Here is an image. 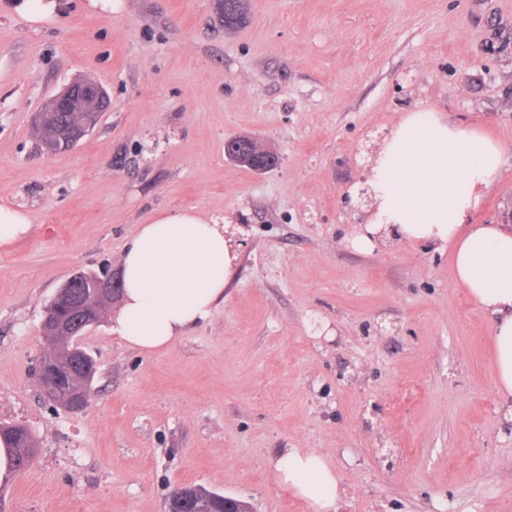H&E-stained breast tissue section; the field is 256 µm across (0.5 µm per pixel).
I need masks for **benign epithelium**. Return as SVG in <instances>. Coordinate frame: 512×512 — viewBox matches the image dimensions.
I'll list each match as a JSON object with an SVG mask.
<instances>
[{
	"mask_svg": "<svg viewBox=\"0 0 512 512\" xmlns=\"http://www.w3.org/2000/svg\"><path fill=\"white\" fill-rule=\"evenodd\" d=\"M109 108L106 90L90 79H75L51 97L36 114L35 130L42 151L52 155L75 148L99 123ZM72 112L78 120L73 127H60L47 138L44 130L54 114ZM73 288L88 289L87 298L76 305L72 320L60 322L61 304L69 299ZM122 282L116 272L98 276L79 272L70 277L55 293L44 309L42 331L44 349L34 370V380L43 397L53 406L68 412L83 410L94 397L93 382L98 370L95 358L84 350L80 337L102 319L104 305L119 300ZM217 493L193 486H180L171 491L169 503L182 505V512H213L209 507Z\"/></svg>",
	"mask_w": 512,
	"mask_h": 512,
	"instance_id": "7a95c632",
	"label": "benign epithelium"
}]
</instances>
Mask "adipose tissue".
Masks as SVG:
<instances>
[{"label": "adipose tissue", "mask_w": 512, "mask_h": 512, "mask_svg": "<svg viewBox=\"0 0 512 512\" xmlns=\"http://www.w3.org/2000/svg\"><path fill=\"white\" fill-rule=\"evenodd\" d=\"M504 147L436 112L405 115L384 139L367 184L372 206L353 238L369 249L386 234L402 242L453 246L455 274L494 317L495 382L512 397V228L472 224L486 188L511 162ZM235 254L214 219L193 210L152 215L124 244L123 296L112 331L143 353L168 349L208 320L224 298ZM270 477L310 512H336L340 483L321 454L291 448Z\"/></svg>", "instance_id": "ef3b65f1"}]
</instances>
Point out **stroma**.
Instances as JSON below:
<instances>
[{
    "label": "stroma",
    "instance_id": "stroma-1",
    "mask_svg": "<svg viewBox=\"0 0 512 512\" xmlns=\"http://www.w3.org/2000/svg\"><path fill=\"white\" fill-rule=\"evenodd\" d=\"M0 0V207L29 232L0 248V425L37 440L0 481V512H165L200 485L257 512H309L272 481L290 448L324 455L337 512H512V404L495 387L492 318L449 251L351 240L370 164L427 108L512 151V0H55L41 18ZM110 97L74 149L44 155L32 119L70 81ZM280 164L229 162L232 136ZM193 209L244 239L212 316L143 355L112 332L91 404L33 380L43 308L76 271L116 269L160 211ZM512 218V164L477 224ZM249 8L247 0H224V28L233 30L246 18ZM237 14L241 18H237Z\"/></svg>",
    "mask_w": 512,
    "mask_h": 512
}]
</instances>
